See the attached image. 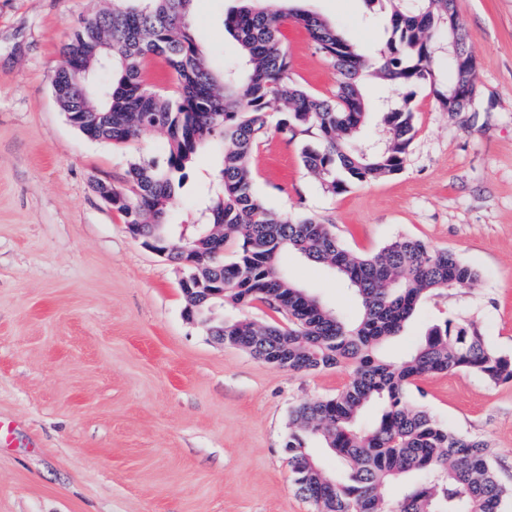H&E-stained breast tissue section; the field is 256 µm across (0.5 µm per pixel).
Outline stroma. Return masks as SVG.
I'll use <instances>...</instances> for the list:
<instances>
[{"label":"stroma","instance_id":"stroma-1","mask_svg":"<svg viewBox=\"0 0 512 512\" xmlns=\"http://www.w3.org/2000/svg\"><path fill=\"white\" fill-rule=\"evenodd\" d=\"M102 0H0V512H316L291 483L288 414L335 395L349 372L293 373L215 341L182 316L180 272L133 240L92 188L125 186L132 159L164 165L159 130L117 147L85 137L51 86L72 29ZM233 0H197L192 26L210 65L238 57L224 30ZM369 61L387 50L390 4L299 0ZM484 112L447 111L448 35L432 38L435 84L416 89V134L395 175L324 192L300 162L304 136L269 127L252 158L257 190L282 214L332 225L359 254L405 236L475 267L469 287L425 301L385 352L416 348L444 319L476 323L512 352V0H457ZM281 40L293 78L329 96L336 73L294 18ZM217 164L207 148L168 214L197 223V193ZM309 293L356 315L329 269L287 252ZM417 399L448 428L487 440L512 485V383L473 372L417 380Z\"/></svg>","mask_w":512,"mask_h":512}]
</instances>
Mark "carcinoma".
Masks as SVG:
<instances>
[{"mask_svg": "<svg viewBox=\"0 0 512 512\" xmlns=\"http://www.w3.org/2000/svg\"><path fill=\"white\" fill-rule=\"evenodd\" d=\"M196 0H112L93 16V27L75 28L57 68L53 93L65 112L102 128L100 140L127 144L151 129L167 134L164 166L144 158L130 162L126 185L112 189L126 224L146 232L164 223L202 147L213 137L224 150L212 180L200 193L199 223L219 224L227 257L207 255L204 273L224 283V306L243 309L262 303L286 324L248 318L224 320V344L292 372L346 365V386L334 396L304 402L289 412L284 448L297 494L317 512H502L512 485L496 471L487 441L454 430L412 401L415 381L425 375L471 371L493 384L512 382V353L490 346L471 322L445 319L424 343L402 357L383 353L400 335L418 305L446 289L466 288L477 271L453 252L417 239L398 238L379 253L361 255L343 245L332 229L310 216L290 217L270 208L255 188L251 155L267 133V114L280 105L277 130L312 134L301 147L303 167L323 190L336 195L399 173L415 136L413 93L379 107L380 144L360 139L368 116L362 81L365 56L325 19L292 10L288 0H238L224 29L240 46L238 60L215 73L197 42L192 15ZM388 51L375 74L394 88L434 81L430 33L457 13L456 0H392ZM294 13L316 49L336 71L330 97L309 93L291 78L292 62L279 37L282 19ZM454 88L469 89L458 107L475 112V59L467 40L448 43ZM163 59L176 82V96H163L145 81L147 63ZM293 251L332 269L355 293L360 310L342 316L307 293L280 267ZM379 405L371 425L364 409ZM318 441L331 449L343 474H329L311 453ZM401 483L399 493L387 490Z\"/></svg>", "mask_w": 512, "mask_h": 512, "instance_id": "1", "label": "carcinoma"}]
</instances>
